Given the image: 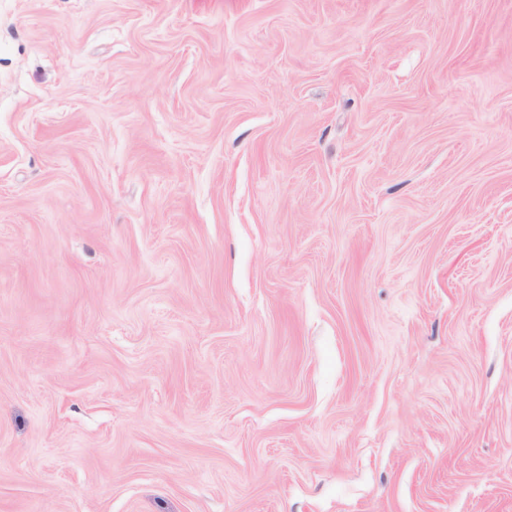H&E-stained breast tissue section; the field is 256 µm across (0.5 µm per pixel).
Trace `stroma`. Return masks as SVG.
<instances>
[{"label": "stroma", "mask_w": 512, "mask_h": 512, "mask_svg": "<svg viewBox=\"0 0 512 512\" xmlns=\"http://www.w3.org/2000/svg\"><path fill=\"white\" fill-rule=\"evenodd\" d=\"M0 512H512V0H0Z\"/></svg>", "instance_id": "stroma-1"}]
</instances>
